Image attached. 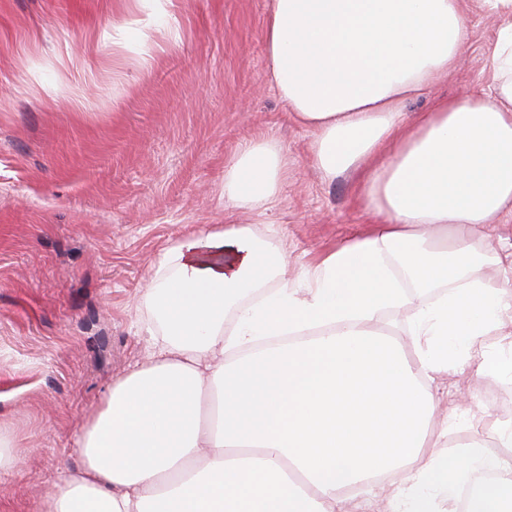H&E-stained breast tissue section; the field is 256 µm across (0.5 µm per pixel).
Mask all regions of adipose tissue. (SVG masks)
<instances>
[{
	"label": "adipose tissue",
	"mask_w": 512,
	"mask_h": 512,
	"mask_svg": "<svg viewBox=\"0 0 512 512\" xmlns=\"http://www.w3.org/2000/svg\"><path fill=\"white\" fill-rule=\"evenodd\" d=\"M483 2L503 18L486 88L412 116L459 66L464 0H269V82L323 175L359 173L372 227L293 277L248 224L166 249L146 295L161 339L39 512H349L344 489L384 473L391 512H456L471 485L472 512H512V429L495 453L449 447L432 391L466 367L512 381V260L476 245L512 220V0ZM287 168L276 140H245L225 203L266 213ZM404 310L415 362L379 327Z\"/></svg>",
	"instance_id": "1"
}]
</instances>
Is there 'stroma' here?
I'll return each mask as SVG.
<instances>
[{
    "label": "stroma",
    "instance_id": "1",
    "mask_svg": "<svg viewBox=\"0 0 512 512\" xmlns=\"http://www.w3.org/2000/svg\"><path fill=\"white\" fill-rule=\"evenodd\" d=\"M266 0H0V432L21 464L0 474V512H37L77 470L76 440L112 383L160 327L144 300L162 252L183 236L251 224L288 272L366 233L352 176L312 164L310 132L267 79ZM459 69L412 100L483 88L500 23L467 0ZM264 135L288 154L266 215L224 205V166ZM470 435L478 410L512 406L470 371L435 379Z\"/></svg>",
    "mask_w": 512,
    "mask_h": 512
}]
</instances>
